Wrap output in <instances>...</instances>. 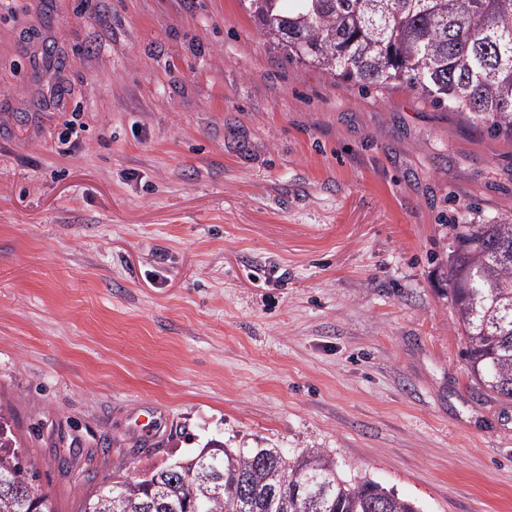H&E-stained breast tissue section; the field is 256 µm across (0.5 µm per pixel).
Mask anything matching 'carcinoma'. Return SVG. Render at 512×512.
Wrapping results in <instances>:
<instances>
[{
	"mask_svg": "<svg viewBox=\"0 0 512 512\" xmlns=\"http://www.w3.org/2000/svg\"><path fill=\"white\" fill-rule=\"evenodd\" d=\"M261 32L289 59L360 87L405 84L512 144V0H245ZM449 267L470 377L512 401V218L452 224ZM0 410V512H56ZM82 512H419L369 480L343 479L318 448L196 455L120 479Z\"/></svg>",
	"mask_w": 512,
	"mask_h": 512,
	"instance_id": "1",
	"label": "carcinoma"
}]
</instances>
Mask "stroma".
Segmentation results:
<instances>
[{"label":"stroma","mask_w":512,"mask_h":512,"mask_svg":"<svg viewBox=\"0 0 512 512\" xmlns=\"http://www.w3.org/2000/svg\"><path fill=\"white\" fill-rule=\"evenodd\" d=\"M510 215L512 146L241 0H0V409L57 512L213 440L512 512L448 297L449 225Z\"/></svg>","instance_id":"1"}]
</instances>
